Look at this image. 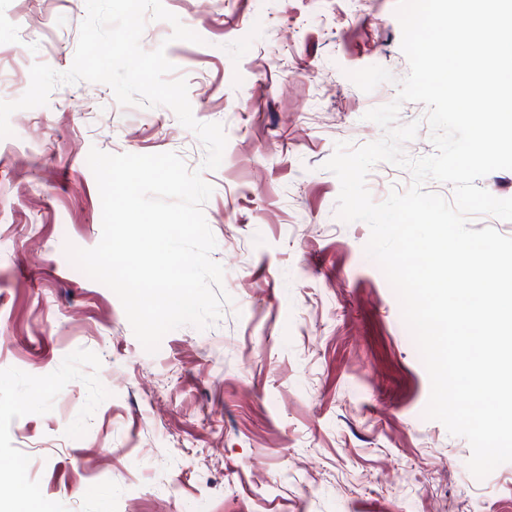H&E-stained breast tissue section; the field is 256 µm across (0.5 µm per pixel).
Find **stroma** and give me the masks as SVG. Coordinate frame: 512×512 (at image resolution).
Segmentation results:
<instances>
[{"instance_id":"obj_1","label":"stroma","mask_w":512,"mask_h":512,"mask_svg":"<svg viewBox=\"0 0 512 512\" xmlns=\"http://www.w3.org/2000/svg\"><path fill=\"white\" fill-rule=\"evenodd\" d=\"M200 43L148 20L193 115L222 124L220 166L165 106L110 86L57 85L0 139V483L41 512H512V463L484 479L465 438L425 418L430 380L398 299L337 214L336 144L409 72L397 0H163ZM85 0H0V79L74 60ZM177 153L213 188L204 206L230 295L220 317L155 353L117 296L65 254L102 235L87 164ZM409 170L374 165V201Z\"/></svg>"}]
</instances>
